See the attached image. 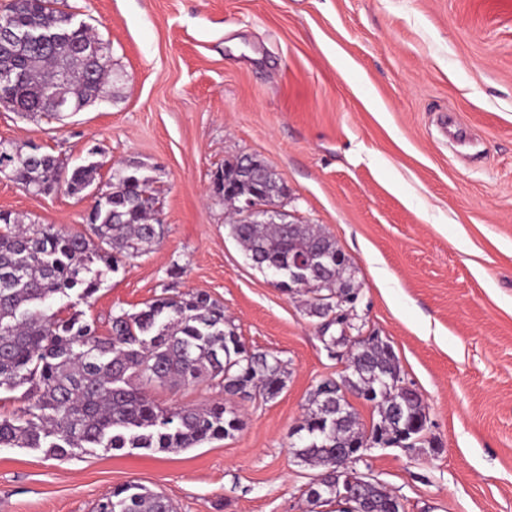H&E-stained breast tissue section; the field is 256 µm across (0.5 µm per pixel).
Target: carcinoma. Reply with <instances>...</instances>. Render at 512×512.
<instances>
[{
	"instance_id": "obj_1",
	"label": "carcinoma",
	"mask_w": 512,
	"mask_h": 512,
	"mask_svg": "<svg viewBox=\"0 0 512 512\" xmlns=\"http://www.w3.org/2000/svg\"><path fill=\"white\" fill-rule=\"evenodd\" d=\"M56 0H18L0 8L24 30L67 32L54 49L27 48L19 58L0 40V61L25 71L10 102L3 108L27 115H54L37 99V87L68 72L65 97L78 105L94 103L112 78V68L94 66L85 48H109L75 14L55 7ZM0 150V174L25 189L50 192L60 186L82 196L96 180V167L78 166L60 180L58 157L42 147L10 142ZM262 186L269 199L281 196L283 184L261 165ZM152 179L138 171L115 169L107 194L95 199L88 232L72 233L52 224H26L0 212V390L29 386V405L21 414L0 419V446L41 449L54 459L80 450L145 449L177 452L204 441L234 436L243 426L235 399L268 401L284 387L285 370L275 356L250 351L224 319V308L205 292L162 297L138 313L112 317L106 336L81 311L60 318L51 311L57 297L76 296L86 302L97 292L99 262L116 270L158 243L162 225L155 218ZM231 235L252 263L262 270L288 266V251L341 253L334 239L311 224L229 225ZM300 289L312 294L309 313L320 319L325 346L348 349L346 373L340 380L323 379L311 391L306 412L296 429L300 462L327 476L319 495L307 494L315 506L336 504L367 512H397L398 498L377 482H359L355 471L336 470L342 454L378 438L395 439L404 428L424 430L426 406L417 392L404 393L397 384L401 370L391 344L378 335L361 344L348 335V321L336 323L334 295L356 291L347 258L332 260L328 269L308 272ZM217 382L224 399L201 407L162 408L148 394L152 385L170 388ZM372 395L379 420L366 431L350 405L336 408L340 389ZM93 512H173L163 495L139 483H127L100 499Z\"/></svg>"
}]
</instances>
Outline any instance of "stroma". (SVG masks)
Here are the masks:
<instances>
[{
    "instance_id": "1",
    "label": "stroma",
    "mask_w": 512,
    "mask_h": 512,
    "mask_svg": "<svg viewBox=\"0 0 512 512\" xmlns=\"http://www.w3.org/2000/svg\"><path fill=\"white\" fill-rule=\"evenodd\" d=\"M109 44L113 80L64 122L0 108V140L65 170L151 176L160 242L103 270L77 308L109 320L204 292L246 347L282 360L273 400H239L233 437L179 452L57 460L0 447V512H91L136 482L177 512L311 508L290 433L316 384L341 378L306 297L275 285L229 233L215 181L243 156L286 187L293 221L328 232L353 271L356 328L394 348L439 446L375 447L357 470L405 512H512V0H57ZM93 198L0 175V211L83 230ZM57 298L53 312H72Z\"/></svg>"
}]
</instances>
